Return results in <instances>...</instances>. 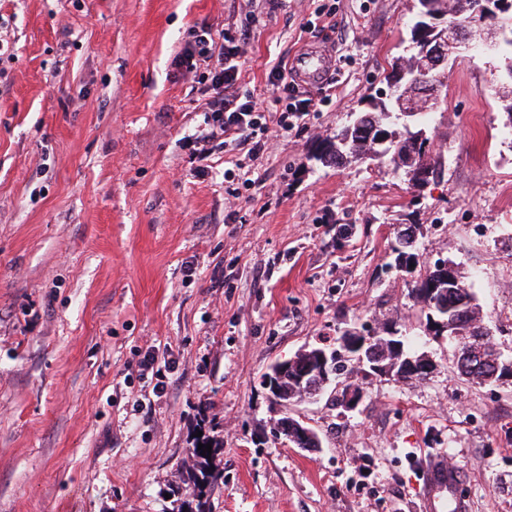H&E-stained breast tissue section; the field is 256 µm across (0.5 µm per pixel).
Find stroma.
Masks as SVG:
<instances>
[{
    "label": "stroma",
    "mask_w": 512,
    "mask_h": 512,
    "mask_svg": "<svg viewBox=\"0 0 512 512\" xmlns=\"http://www.w3.org/2000/svg\"><path fill=\"white\" fill-rule=\"evenodd\" d=\"M330 28L312 27L316 9ZM416 0H0V512H172L195 432L221 434L212 512H422L423 467L462 468L472 512H512V383L458 377L391 267L417 227L421 262L453 265L512 358V118L500 58L450 61L431 114L441 170L423 188L385 159L312 156L404 53ZM248 32L241 89L265 107L279 60L320 46L336 70L307 126L269 138L227 199L224 164L189 174L203 119L174 64L187 31ZM482 225L474 235L473 225ZM397 327L429 380L350 381L275 404L276 361ZM166 366V388L140 371ZM304 420L316 451L274 440Z\"/></svg>",
    "instance_id": "1"
}]
</instances>
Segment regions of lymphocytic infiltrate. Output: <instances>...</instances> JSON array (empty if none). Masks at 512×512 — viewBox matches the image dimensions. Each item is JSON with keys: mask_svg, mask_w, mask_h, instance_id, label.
<instances>
[{"mask_svg": "<svg viewBox=\"0 0 512 512\" xmlns=\"http://www.w3.org/2000/svg\"><path fill=\"white\" fill-rule=\"evenodd\" d=\"M246 41L243 34L230 36L208 26L193 27L174 58L178 68L196 78L206 97L202 122L181 140L195 164L194 174L206 172L210 157L230 145L257 158L269 130L288 133L316 110L312 98L298 93L289 82L288 70L281 62L267 74L279 110L274 119H267L253 93L238 91Z\"/></svg>", "mask_w": 512, "mask_h": 512, "instance_id": "obj_1", "label": "lymphocytic infiltrate"}]
</instances>
